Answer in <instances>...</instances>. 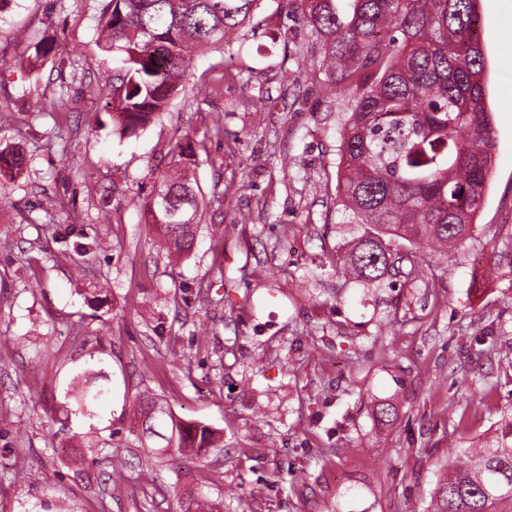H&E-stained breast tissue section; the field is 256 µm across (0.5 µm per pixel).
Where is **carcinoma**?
Instances as JSON below:
<instances>
[{"label":"carcinoma","instance_id":"obj_1","mask_svg":"<svg viewBox=\"0 0 512 512\" xmlns=\"http://www.w3.org/2000/svg\"><path fill=\"white\" fill-rule=\"evenodd\" d=\"M260 0H106L97 44L120 56L124 92L111 97L121 135H135L162 114L182 83L190 56L224 46V36L250 21ZM311 34L321 39L331 78L355 93L337 149L336 198L343 223L359 235L336 267L362 282H379L414 253L393 256L390 243L448 248L469 232L492 167L491 112L486 104V57L479 35L480 0H305ZM27 58L31 72L58 54L42 38ZM168 169L147 202L169 259L193 253L199 202L187 176L190 144L177 142ZM22 148H0V184L27 169ZM183 208L187 224L172 222ZM93 373L71 382L78 411L93 415L107 393ZM135 438L161 440L155 454L198 457L222 447L219 431L178 420L149 394L132 401ZM512 503V418L491 441L440 465L426 512H494ZM180 512H222L220 503L189 489Z\"/></svg>","mask_w":512,"mask_h":512}]
</instances>
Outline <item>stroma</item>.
I'll list each match as a JSON object with an SVG mask.
<instances>
[{"instance_id": "35a3bbf8", "label": "stroma", "mask_w": 512, "mask_h": 512, "mask_svg": "<svg viewBox=\"0 0 512 512\" xmlns=\"http://www.w3.org/2000/svg\"><path fill=\"white\" fill-rule=\"evenodd\" d=\"M102 7L0 12V146L31 159L0 188V512H178L200 484L224 512H423L449 445L512 418V15L480 0L493 168L469 237L401 242L426 280L369 286L336 268L352 238L336 160L354 93L328 82L292 0H260L132 136L105 107L119 62L96 44ZM44 36L61 57L16 70ZM179 140L194 149L201 244L172 264L142 205ZM88 369L110 394L67 425L112 445L84 467L57 431ZM145 390L223 430V448L155 458L122 417ZM387 402L385 426L373 409Z\"/></svg>"}]
</instances>
